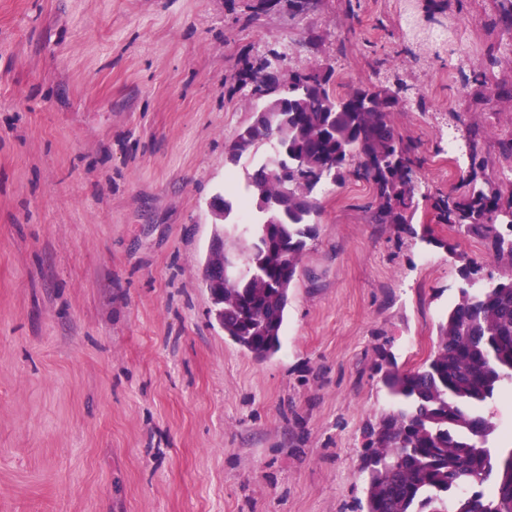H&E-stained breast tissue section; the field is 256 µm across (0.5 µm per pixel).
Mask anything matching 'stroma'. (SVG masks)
<instances>
[{"label":"stroma","instance_id":"35a3bbf8","mask_svg":"<svg viewBox=\"0 0 512 512\" xmlns=\"http://www.w3.org/2000/svg\"><path fill=\"white\" fill-rule=\"evenodd\" d=\"M0 0V512H363L367 432L464 281L512 276L430 198L486 160L512 182V0ZM344 94L407 90L412 231L370 221V183L326 182L281 348L225 337L204 272L209 207L244 189L232 87L270 48ZM456 147L461 165L449 164ZM512 451V383L480 407Z\"/></svg>","mask_w":512,"mask_h":512}]
</instances>
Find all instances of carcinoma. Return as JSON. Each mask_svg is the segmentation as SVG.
<instances>
[{
	"label": "carcinoma",
	"instance_id": "carcinoma-1",
	"mask_svg": "<svg viewBox=\"0 0 512 512\" xmlns=\"http://www.w3.org/2000/svg\"><path fill=\"white\" fill-rule=\"evenodd\" d=\"M288 2L257 0V16ZM270 49L240 79L239 93L252 112L228 147L230 160L254 164L245 204L254 221L243 225L242 264L224 267V295L212 299L224 335L258 358L280 349L291 288L306 239L314 233L318 187L342 183L350 173L372 184L373 221L411 229L415 184L404 170L419 164L392 124V112L339 111L344 96L331 88L333 70L302 67L280 75ZM360 90L396 108L405 88ZM462 195H438V220L481 235L491 255L512 267V188L472 174ZM466 286L438 326V347L413 372L389 369L383 383L399 405L368 432L362 458L367 473L365 512H512V454L496 460L487 438L496 425L476 408L512 381V278L479 286L474 261L460 255ZM495 478L492 496L459 491Z\"/></svg>",
	"mask_w": 512,
	"mask_h": 512
}]
</instances>
